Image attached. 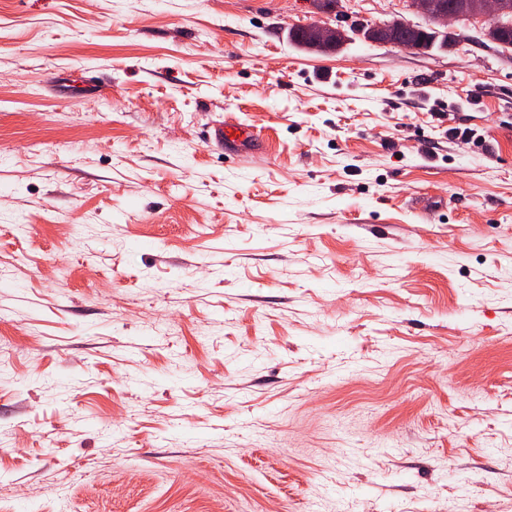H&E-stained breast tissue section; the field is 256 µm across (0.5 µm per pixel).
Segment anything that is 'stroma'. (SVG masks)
I'll return each instance as SVG.
<instances>
[{
	"label": "stroma",
	"instance_id": "obj_1",
	"mask_svg": "<svg viewBox=\"0 0 512 512\" xmlns=\"http://www.w3.org/2000/svg\"><path fill=\"white\" fill-rule=\"evenodd\" d=\"M311 15L0 0V512H512V50ZM411 22L399 18H393L382 22L362 23L358 27L359 36L370 43H385L404 51H426V42H420L410 46L398 45L394 40L395 32L400 28H413ZM305 27L309 29L314 34L317 41L322 44L330 46H334L336 44L337 48L339 45H341V43L348 40V36L343 29L340 27L332 26L329 23L313 21L306 24ZM305 27L297 26L292 28L289 32V36L295 44L304 50L309 52H317L312 49V44L305 33ZM209 137L218 144L224 145V154H234L239 149L245 148L246 144L258 141L257 137L247 133L242 126L234 125L215 128Z\"/></svg>",
	"mask_w": 512,
	"mask_h": 512
}]
</instances>
